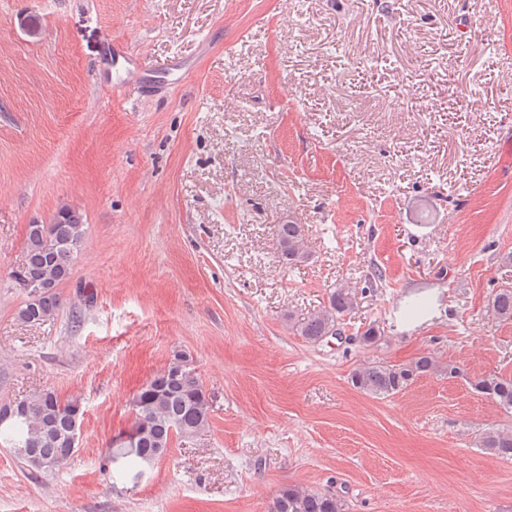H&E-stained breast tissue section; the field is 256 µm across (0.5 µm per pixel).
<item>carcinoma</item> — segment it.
I'll list each match as a JSON object with an SVG mask.
<instances>
[{"label":"carcinoma","mask_w":512,"mask_h":512,"mask_svg":"<svg viewBox=\"0 0 512 512\" xmlns=\"http://www.w3.org/2000/svg\"><path fill=\"white\" fill-rule=\"evenodd\" d=\"M85 235L82 216L61 207L49 224H30L26 235V256L22 267L11 274L18 287L29 280L41 286L40 295L26 302L19 312L25 322L36 323L54 317L63 305L58 288L70 276L74 254ZM277 254L292 266L309 260L304 225L295 220L274 229ZM358 306L349 288H336L328 304L301 321H289V328L306 342L317 344L336 333V327ZM487 313L502 322H512V286L499 289L488 304ZM455 368L436 357L422 355L406 364L375 361L355 368L351 385L376 398L404 391L416 379ZM475 390L494 400L512 414V378L490 373L474 383ZM21 411L8 416L9 405L0 407V444L16 451L29 448L31 457H16L27 479L38 483L55 473L73 454V426L81 423L84 410L77 399H61L45 390L18 401ZM214 399L207 394L193 360L184 350H173L165 368L143 384L132 399L134 422L129 430L112 440L106 460L112 472L131 483L168 451L175 438L189 439L209 426ZM479 447L498 458L512 459V425H493L479 437ZM271 512H349L340 493L300 485L282 488L273 500Z\"/></svg>","instance_id":"carcinoma-1"}]
</instances>
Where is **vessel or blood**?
<instances>
[{
  "label": "vessel or blood",
  "mask_w": 512,
  "mask_h": 512,
  "mask_svg": "<svg viewBox=\"0 0 512 512\" xmlns=\"http://www.w3.org/2000/svg\"><path fill=\"white\" fill-rule=\"evenodd\" d=\"M104 51L102 82L126 92L146 94L182 85L193 69L190 62L179 58L163 67H152L119 39L105 40Z\"/></svg>",
  "instance_id": "vessel-or-blood-1"
}]
</instances>
